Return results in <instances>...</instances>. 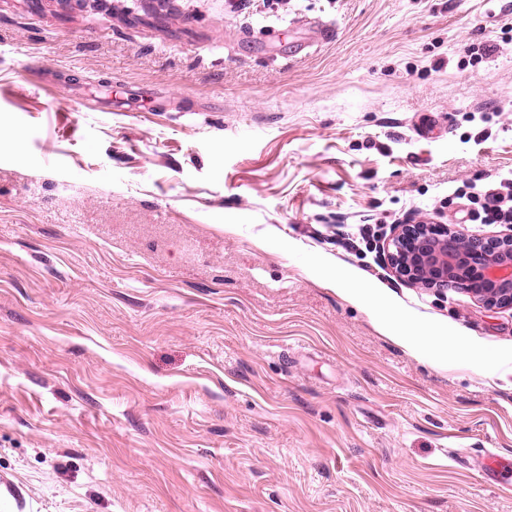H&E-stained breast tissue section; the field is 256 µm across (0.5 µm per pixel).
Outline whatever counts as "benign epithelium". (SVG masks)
I'll list each match as a JSON object with an SVG mask.
<instances>
[{
  "mask_svg": "<svg viewBox=\"0 0 512 512\" xmlns=\"http://www.w3.org/2000/svg\"><path fill=\"white\" fill-rule=\"evenodd\" d=\"M394 272L425 288H458L489 311L512 308V226L464 233L440 224H396L383 245Z\"/></svg>",
  "mask_w": 512,
  "mask_h": 512,
  "instance_id": "benign-epithelium-1",
  "label": "benign epithelium"
}]
</instances>
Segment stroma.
<instances>
[{"label": "stroma", "instance_id": "stroma-1", "mask_svg": "<svg viewBox=\"0 0 512 512\" xmlns=\"http://www.w3.org/2000/svg\"><path fill=\"white\" fill-rule=\"evenodd\" d=\"M507 171L512 0H0V512H512V309L363 242ZM378 325L387 337L400 342L415 353L441 361L448 353V336H434L431 340H423V331L417 326L412 327V336H402L401 332L385 318L379 317ZM475 466L485 477L497 480L507 467L503 457L493 449H485L483 454L477 457Z\"/></svg>", "mask_w": 512, "mask_h": 512}]
</instances>
